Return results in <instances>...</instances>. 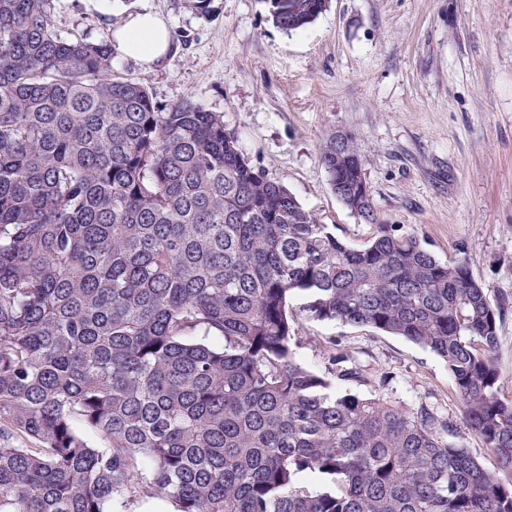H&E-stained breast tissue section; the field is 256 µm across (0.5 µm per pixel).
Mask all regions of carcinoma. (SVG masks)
<instances>
[{"instance_id": "cac0c4a2", "label": "carcinoma", "mask_w": 512, "mask_h": 512, "mask_svg": "<svg viewBox=\"0 0 512 512\" xmlns=\"http://www.w3.org/2000/svg\"><path fill=\"white\" fill-rule=\"evenodd\" d=\"M271 4L277 27L327 0ZM352 248L243 153L223 116L112 73L110 38H64L49 0H0V512H512V483L385 396L332 339L296 355L288 301L401 336L451 373L512 472L497 320L466 252L378 224L356 137L330 133ZM347 388L339 389L333 381ZM370 385V394L348 385ZM81 423L101 444L77 429Z\"/></svg>"}]
</instances>
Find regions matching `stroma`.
<instances>
[{
	"label": "stroma",
	"mask_w": 512,
	"mask_h": 512,
	"mask_svg": "<svg viewBox=\"0 0 512 512\" xmlns=\"http://www.w3.org/2000/svg\"><path fill=\"white\" fill-rule=\"evenodd\" d=\"M66 37H100L120 21L115 0H50ZM161 13L175 37L153 67L113 58L158 105L190 99L224 117L243 153L284 184L318 223L353 247L374 225L336 197L320 145L352 133L377 219L414 234L440 260L466 252L491 302L512 298V0H329L288 33L268 0H127ZM377 222V223H378ZM289 304L297 353L325 372L342 341L392 376L391 398L428 406L449 440L488 469L497 461L468 427L456 385L436 355L368 327L320 321Z\"/></svg>",
	"instance_id": "1"
}]
</instances>
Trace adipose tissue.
I'll use <instances>...</instances> for the list:
<instances>
[{"instance_id": "1", "label": "adipose tissue", "mask_w": 512, "mask_h": 512, "mask_svg": "<svg viewBox=\"0 0 512 512\" xmlns=\"http://www.w3.org/2000/svg\"><path fill=\"white\" fill-rule=\"evenodd\" d=\"M110 40L116 53L146 67L162 60L171 48L165 19L152 11L127 13L112 29Z\"/></svg>"}]
</instances>
